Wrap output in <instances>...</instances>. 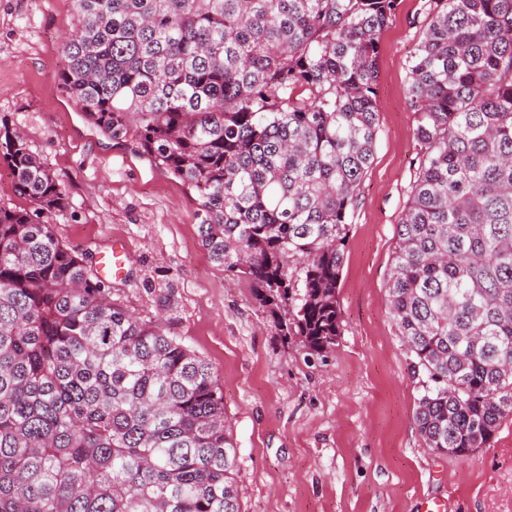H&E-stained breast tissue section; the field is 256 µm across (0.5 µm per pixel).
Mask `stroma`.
<instances>
[{"mask_svg": "<svg viewBox=\"0 0 512 512\" xmlns=\"http://www.w3.org/2000/svg\"><path fill=\"white\" fill-rule=\"evenodd\" d=\"M424 5L400 0L381 38L379 130L337 291L341 334L327 358L310 361L299 338L281 339L250 284L210 257L195 193L101 134L63 92L76 0H0V119L65 186L69 207L48 221L93 267L120 241L129 261L113 299L163 318L220 376L244 512H419L426 499L445 512H512V421L465 458L426 448L386 293L417 166L405 60Z\"/></svg>", "mask_w": 512, "mask_h": 512, "instance_id": "stroma-1", "label": "stroma"}]
</instances>
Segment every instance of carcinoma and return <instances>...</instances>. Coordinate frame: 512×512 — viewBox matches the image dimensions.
<instances>
[{
  "label": "carcinoma",
  "mask_w": 512,
  "mask_h": 512,
  "mask_svg": "<svg viewBox=\"0 0 512 512\" xmlns=\"http://www.w3.org/2000/svg\"><path fill=\"white\" fill-rule=\"evenodd\" d=\"M399 0H77L63 92L198 196L199 231L283 341L323 358L378 132ZM406 59L419 146L387 281L418 432L464 458L512 419V0H428ZM0 163V512H242L210 364L43 215L61 180L6 121Z\"/></svg>",
  "instance_id": "obj_1"
}]
</instances>
